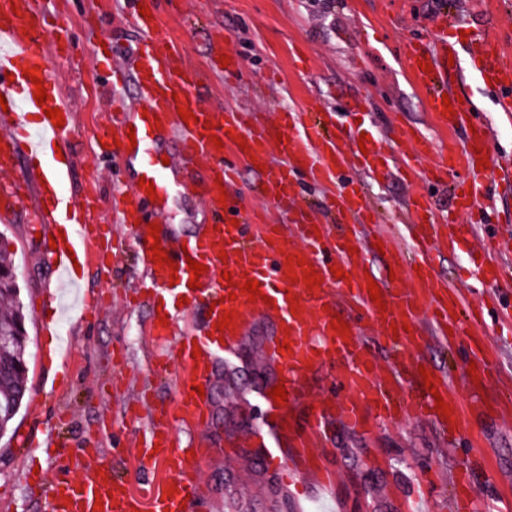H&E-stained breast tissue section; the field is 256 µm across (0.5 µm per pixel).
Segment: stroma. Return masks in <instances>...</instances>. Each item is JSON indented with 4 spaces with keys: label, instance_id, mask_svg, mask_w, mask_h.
I'll use <instances>...</instances> for the list:
<instances>
[{
    "label": "stroma",
    "instance_id": "35a3bbf8",
    "mask_svg": "<svg viewBox=\"0 0 512 512\" xmlns=\"http://www.w3.org/2000/svg\"><path fill=\"white\" fill-rule=\"evenodd\" d=\"M39 5L70 14L76 45L75 63L58 67L62 93L75 112V152L65 189L94 201L120 249L107 257L91 248L78 273L80 295L100 301L96 320L84 323L79 308H72L58 316L52 337L43 329L58 293V276L44 258L49 244L24 222L0 223V234L10 242L29 353L26 395L10 429L0 435V512H47L44 495L26 478L28 469L37 463L46 477L59 471L80 478L88 448L97 449L101 463L136 479L138 462L130 448L148 421L126 420L127 403L146 387L156 407L174 411L179 403L177 372L164 377L150 369L155 342L148 309L129 302L143 260L126 225L109 208L113 194L127 190L134 175L98 149L111 94L95 65L96 50L109 42L117 56L128 54L133 35L116 41L112 34L127 17L130 0H39ZM443 6L468 15L474 25H493L502 48L512 51V0H164L163 14L189 64L206 66L217 36L225 37L241 61L235 78L209 74L205 107L239 108L273 121L282 110L316 98L338 111L344 124L359 123L395 153L401 128L437 135L396 44L427 27ZM451 84L491 124L493 154L512 161V116L494 111L470 68H462ZM359 95L366 96L368 111L346 112L349 100ZM367 184L372 203L386 217L406 218L412 187L398 170L368 178ZM268 328L253 320L235 350L254 380L269 383L275 366L261 351ZM210 405L204 439L212 453L200 466L206 498L192 512H294L298 500L308 512H408L409 486L424 470L430 487L419 512H452L453 476L469 447L478 449L492 473L476 481L474 512H512V421L469 416L464 438L453 447L426 422L380 427L369 435L334 427L317 459L337 473L336 488L306 495L236 449L249 407L236 375L217 370ZM50 432L57 445L49 450L20 442L22 434Z\"/></svg>",
    "mask_w": 512,
    "mask_h": 512
}]
</instances>
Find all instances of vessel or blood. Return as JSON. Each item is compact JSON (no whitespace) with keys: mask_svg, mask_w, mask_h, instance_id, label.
<instances>
[{"mask_svg":"<svg viewBox=\"0 0 512 512\" xmlns=\"http://www.w3.org/2000/svg\"><path fill=\"white\" fill-rule=\"evenodd\" d=\"M128 27L136 45L122 65L103 56V73L111 86L132 88L137 99L130 107L116 101L112 107V131L103 138L114 161L130 166L140 185L115 196L113 207L130 226V237L145 264L139 303L151 311L149 333L158 345L151 358L154 370L170 368L179 361L183 376L179 394L196 429H204L211 417L207 398L194 391L208 385L217 362L231 361L237 341L249 319L269 318L276 333L268 337L265 353L277 361L278 382L288 391L283 403L273 401L267 389L254 396L264 405L261 417H246V442H258L260 461L279 471L290 482L334 484L331 471L314 461L326 435V424L336 421L344 429L369 433L373 425L404 420L434 425L449 442L461 440L470 414L504 416L512 413V392L494 396L501 382L498 347L484 332L489 317L512 323V294L503 290L506 269L496 256L497 244L486 240L479 259L469 270L478 285L489 286L493 295L473 301L440 280L437 262L443 250L474 238L487 223L494 188L512 179V165L490 162L478 167L477 149L488 148L492 128L481 111L468 102L444 105L448 80L458 73V61L469 59L479 81L487 82L496 95L499 111L512 114V53L498 45L490 28L473 29L454 12L440 13L431 28L403 40L399 55L437 128L462 136L460 149L437 144L411 130L403 136L409 145L401 153L400 169L409 180L433 183L446 180L460 169L458 194L453 207L440 212L429 196L409 198L413 219L405 227L406 246L383 230L370 206L363 183L353 171L385 173L391 155L378 139L359 145L361 131L343 127L334 112L313 100L300 110L282 112L278 122L245 121L242 111L216 112L204 107L203 78L184 67L183 53L161 24V0H134ZM149 15L138 11L139 5ZM71 21L57 12L46 20L38 0H0V95L7 101L0 110V221L12 222L25 212L32 231L49 234L62 224L76 231L66 243L50 251L49 261L68 284H75L74 252L108 232L93 224L90 204L63 193L73 152L71 131L74 115L62 98L57 79V57L69 45ZM228 62H221V55ZM211 69L232 76L240 70L237 54L228 53L223 38L211 45ZM37 69L48 98L35 99L36 87L26 72ZM195 116L184 123L181 108ZM59 109L62 125H55L46 109ZM282 141H275V134ZM177 137L179 157L189 163L205 159L204 177L185 173L170 177V168L156 149L161 135ZM223 147H216V140ZM279 147L286 161L269 165L272 147ZM435 157L425 168L424 158ZM261 167L262 194L292 215L289 225L265 224L242 219V199L236 191L241 166ZM153 182L157 197L149 199L144 181ZM310 183L324 189V204L316 208L300 200L298 188ZM199 195L210 221L193 237L180 240L169 229L160 232V246L169 264L158 265L148 244L147 225L141 224L145 204L163 209L183 191ZM384 252L394 274L377 278L384 301L377 304L368 294L366 274L371 259ZM205 265L199 289H191L189 262ZM343 278H335V270ZM318 282L307 286V272ZM231 280H224V273ZM258 281L260 298L251 299L242 287ZM206 309L203 325L178 330L180 318ZM232 322L221 327L224 314ZM347 321L348 332L335 331ZM472 335L463 336V326ZM464 342L468 359L477 366L475 377L466 378L465 393H458L448 373L430 363L422 346L443 347ZM432 373L424 383L418 369ZM442 395L449 414L437 411L435 395ZM175 418L166 411L153 414L137 454L142 464L162 462L170 474L164 484L134 488L132 482L111 468H90L80 479L58 478L49 512H188L201 500L199 465L210 454L201 437L179 443ZM294 450V463H283L285 447ZM456 512H471L474 484L469 471L457 479Z\"/></svg>","mask_w":512,"mask_h":512,"instance_id":"vessel-or-blood-1","label":"vessel or blood"}]
</instances>
